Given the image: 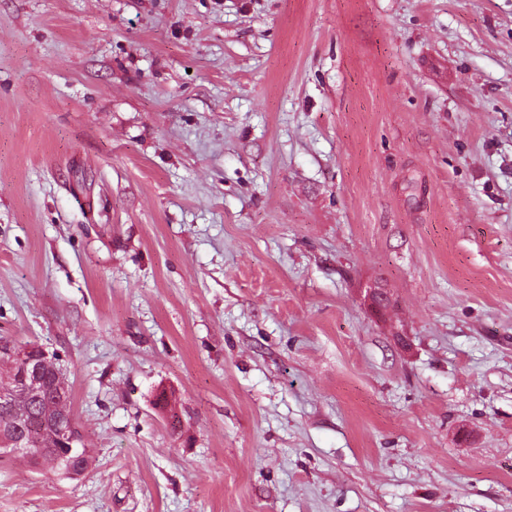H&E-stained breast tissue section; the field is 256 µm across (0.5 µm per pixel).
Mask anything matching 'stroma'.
I'll use <instances>...</instances> for the list:
<instances>
[{
    "mask_svg": "<svg viewBox=\"0 0 512 512\" xmlns=\"http://www.w3.org/2000/svg\"><path fill=\"white\" fill-rule=\"evenodd\" d=\"M1 342L0 512H512V0H0ZM1 353H8L11 355L12 360H16L20 365V372L17 375L19 384H22L25 389V394L37 395L39 394L40 377L43 373V364L49 360V353L40 347L27 348L20 353H15L9 348L1 345ZM45 378L46 388L39 396L30 398L24 409H22L20 417L19 414L14 412L11 408L1 405L4 400L14 399L16 392H12L8 387H0L1 451H8L9 449L10 452H12V448L14 447H12L11 442H16L30 435L36 438H43L44 445L42 448H44V453L41 462L37 461L40 457V448H28L26 444L22 442H18V447L23 448H14L13 454H23L28 458L36 459H28L30 463L35 465L40 463L53 465L57 454L56 447L46 441L47 435H49V432L55 427L54 421L58 411V403L56 400L59 395L53 389L57 376L54 371L47 370ZM23 455L21 456L24 457ZM60 417L66 420L67 425L60 426L58 432L52 435L54 441H59L66 447L63 448L60 458L64 459L70 456L74 450V443L78 441L79 429L74 421L73 414L65 409L59 410Z\"/></svg>",
    "mask_w": 512,
    "mask_h": 512,
    "instance_id": "35a3bbf8",
    "label": "stroma"
}]
</instances>
